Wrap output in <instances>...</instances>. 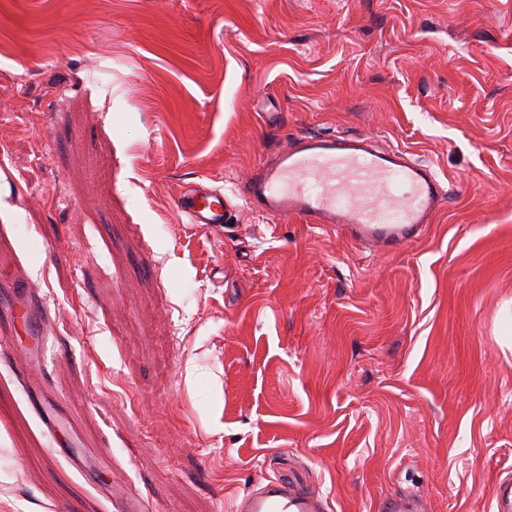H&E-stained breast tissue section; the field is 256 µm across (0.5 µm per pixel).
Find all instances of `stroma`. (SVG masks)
Returning a JSON list of instances; mask_svg holds the SVG:
<instances>
[{
	"instance_id": "obj_1",
	"label": "stroma",
	"mask_w": 512,
	"mask_h": 512,
	"mask_svg": "<svg viewBox=\"0 0 512 512\" xmlns=\"http://www.w3.org/2000/svg\"><path fill=\"white\" fill-rule=\"evenodd\" d=\"M3 89L0 512H237L269 478L325 512H497L512 0H0ZM337 133L451 202L390 249L240 196ZM199 181L223 229L176 210ZM383 512H422L423 501L414 491L406 490L387 498L380 508Z\"/></svg>"
}]
</instances>
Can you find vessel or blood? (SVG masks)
<instances>
[{
    "mask_svg": "<svg viewBox=\"0 0 512 512\" xmlns=\"http://www.w3.org/2000/svg\"><path fill=\"white\" fill-rule=\"evenodd\" d=\"M250 204L275 216L351 229L356 238L394 243L410 237L447 202L433 171L397 150L374 148L366 139L305 136L284 145L272 162L260 163L242 188ZM178 212L200 228L226 221L223 188L196 183L175 200ZM308 488L278 479L248 493L244 512H322ZM382 512H423L406 490L387 498Z\"/></svg>",
    "mask_w": 512,
    "mask_h": 512,
    "instance_id": "b4317fda",
    "label": "vessel or blood"
}]
</instances>
